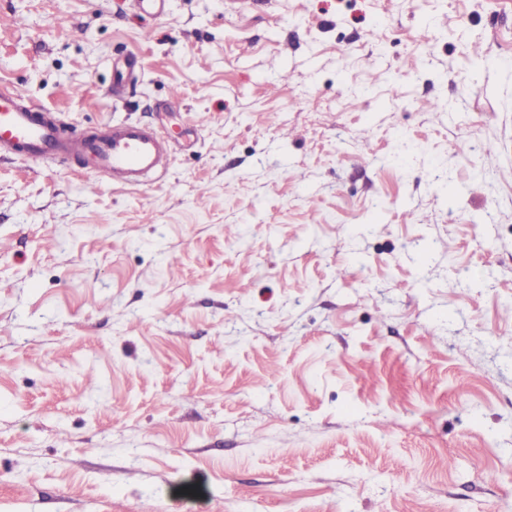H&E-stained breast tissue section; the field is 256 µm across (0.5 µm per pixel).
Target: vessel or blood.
<instances>
[{
    "label": "vessel or blood",
    "instance_id": "b4317fda",
    "mask_svg": "<svg viewBox=\"0 0 512 512\" xmlns=\"http://www.w3.org/2000/svg\"><path fill=\"white\" fill-rule=\"evenodd\" d=\"M20 155L60 164L79 161L91 177L143 186L166 174L170 145L156 128L137 123H116L99 133H65L61 121L19 86L0 87V159Z\"/></svg>",
    "mask_w": 512,
    "mask_h": 512
}]
</instances>
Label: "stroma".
<instances>
[{
  "label": "stroma",
  "instance_id": "obj_1",
  "mask_svg": "<svg viewBox=\"0 0 512 512\" xmlns=\"http://www.w3.org/2000/svg\"><path fill=\"white\" fill-rule=\"evenodd\" d=\"M8 82L172 160H0V512H512V0H0Z\"/></svg>",
  "mask_w": 512,
  "mask_h": 512
}]
</instances>
